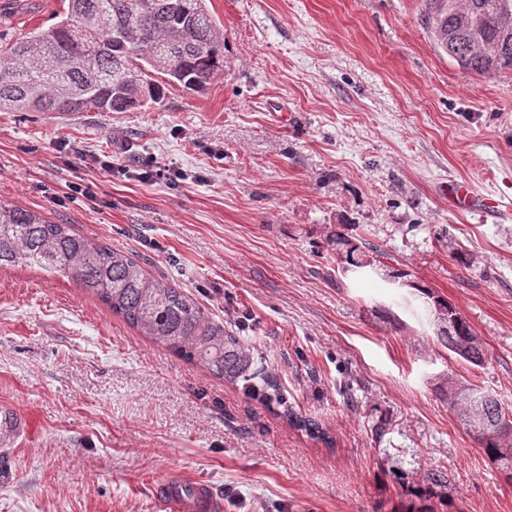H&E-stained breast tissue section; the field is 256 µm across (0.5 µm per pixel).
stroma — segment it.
<instances>
[{"instance_id":"obj_1","label":"stroma","mask_w":512,"mask_h":512,"mask_svg":"<svg viewBox=\"0 0 512 512\" xmlns=\"http://www.w3.org/2000/svg\"><path fill=\"white\" fill-rule=\"evenodd\" d=\"M60 7L0 0V38L50 28ZM207 7L224 76L206 90L66 122L0 112V199L183 288L329 439L73 281L2 268L0 417L13 426L0 430V512H164L153 486L174 469L223 512H394L433 472L446 478L436 512H512V482L444 396L473 384L512 409V73L469 74L438 53L424 0ZM149 167L166 178L142 181ZM454 181L474 209L449 202ZM73 182L96 201L71 199ZM340 224L381 273L343 272ZM433 294L481 339L482 366L440 345Z\"/></svg>"}]
</instances>
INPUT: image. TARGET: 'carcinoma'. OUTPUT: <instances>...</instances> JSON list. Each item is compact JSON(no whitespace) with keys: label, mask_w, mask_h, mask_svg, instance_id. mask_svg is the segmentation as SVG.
<instances>
[{"label":"carcinoma","mask_w":512,"mask_h":512,"mask_svg":"<svg viewBox=\"0 0 512 512\" xmlns=\"http://www.w3.org/2000/svg\"><path fill=\"white\" fill-rule=\"evenodd\" d=\"M424 23L436 50L465 73L512 71V0H426ZM167 84L201 92L224 75V37L205 0H67L60 21L46 31L0 42V110L15 112H130L160 104ZM335 233L346 265L366 267L357 238ZM37 266L67 277L96 296L143 335L241 384L247 395L282 409L312 434L316 423L295 414L277 382L240 337L205 315L181 288L150 276L130 252L113 249L36 213L0 201V268ZM440 344L480 366L484 349L467 319L448 301ZM472 413L512 435V411L493 394L469 386ZM503 438L477 439L490 463L512 479V454ZM443 475L432 473L398 512H434L423 502L441 498Z\"/></svg>","instance_id":"1"}]
</instances>
